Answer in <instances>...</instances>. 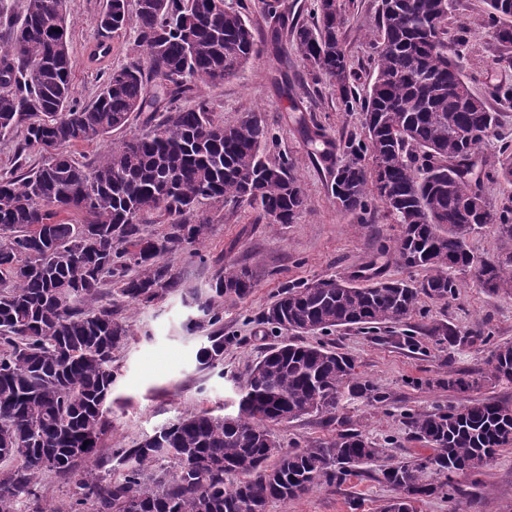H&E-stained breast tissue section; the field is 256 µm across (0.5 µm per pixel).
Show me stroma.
<instances>
[{"label":"stroma","instance_id":"stroma-1","mask_svg":"<svg viewBox=\"0 0 512 512\" xmlns=\"http://www.w3.org/2000/svg\"><path fill=\"white\" fill-rule=\"evenodd\" d=\"M340 4L347 19L344 48L355 73L354 86L363 92L374 79L373 24L380 0H340ZM105 6L106 0H65L71 28L72 96L82 105L95 100L105 72L147 62L129 32L112 35L108 51L96 53L102 40L98 18ZM487 15L486 0H451L448 45L461 53L471 92L499 115L496 134L481 152L492 166L500 145L512 144V100L493 94L498 85H512V66L501 58ZM281 73L288 77L286 96L274 81ZM192 97L207 100L216 119L227 125L244 113H257L273 136L269 155L283 154L294 163L308 207L294 223L272 227L245 204L207 206L212 223L204 245H188L163 257L178 276L177 290L136 307L113 297L112 304L129 322L132 335L127 345L112 353L115 381L108 413L112 426L102 439L106 449L135 447L194 410L234 411L250 368L269 347L287 338L262 320L284 285L373 273L415 282L424 277L422 270L399 262L394 250L399 227L382 206L373 207L363 220L336 206L331 168L315 158L314 147L301 135L297 121L321 125L338 143L362 136V115L345 111L329 83H312L290 40H282L279 51H263L223 84H195ZM295 104L300 107L296 113L291 110ZM146 127L145 115L132 116L124 129L70 147L69 153L79 163H92L112 144ZM241 267L251 271L256 286L246 299L225 302L224 333L232 341L225 345L220 365L203 367L196 355L205 339L202 332L185 329L191 310L184 294L208 289L223 269ZM448 326L457 331L461 345L448 347L433 335V328ZM302 340L324 343L354 358L363 376L378 385L386 399L345 400L332 421L313 414L273 426L277 443L287 451L300 450L333 439L347 423L378 443L383 453L341 483H324L300 497L270 501L267 512H383L395 495L383 470L421 448L410 438L406 413H426L446 405L454 394L443 386L444 378L478 372L493 345L512 342V295L493 294L467 282L449 302L421 298L404 324L370 330L339 328L325 336L306 334ZM461 486L464 494L455 501L424 497L416 502L415 512H512V447L502 449L477 482L465 479ZM38 490V502H27L26 512L39 507L44 512H68L84 496L77 472L44 473Z\"/></svg>","mask_w":512,"mask_h":512}]
</instances>
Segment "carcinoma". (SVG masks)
I'll list each match as a JSON object with an SVG mask.
<instances>
[{"mask_svg":"<svg viewBox=\"0 0 512 512\" xmlns=\"http://www.w3.org/2000/svg\"><path fill=\"white\" fill-rule=\"evenodd\" d=\"M487 2L496 43L512 47V0ZM54 4L25 0L20 24L0 49V134L21 130L19 153L45 156L37 169L0 177V463L19 462L0 480V512H16L22 495L37 496L46 470L84 468L85 497L70 512H88V502L93 512H266L271 500L340 483L374 462L380 449L352 428L299 451L279 448L274 424L312 413L333 421L346 395L386 399L352 358L322 343L288 341L254 364L234 412H190L118 450L128 462L122 478L99 474L112 351L127 344L131 330L112 304L88 303L108 282L141 305L177 287L158 258L204 243L207 204L245 203L275 226L293 223L307 199L288 157L267 155L271 133L257 113L226 125L204 100L179 104L193 83L221 84L260 55L248 12L226 11L224 0H107L100 29H125L135 11L148 69L107 72L95 100L80 105L71 99L70 23ZM450 7V0H381L375 77L362 98L352 87L339 0H318L315 22L293 23L292 46L313 82L329 80L345 109L363 115L364 138L348 141L336 160L334 201L358 216L382 203L400 226V262L425 276L417 283L372 275L360 283L338 277L286 285L264 313L273 328L299 335L399 325L423 295L455 298L461 274L512 295V253L478 258L467 243L488 224L512 238V196L491 206L475 173L498 113L472 94L448 53ZM263 11L281 27L288 22L282 0H264ZM152 81L162 94H149ZM142 112L154 124L113 144L95 165L67 153ZM303 132L325 146L323 157L333 156L322 127ZM494 173L512 185L511 148ZM150 215L168 223L164 235L143 233ZM253 288L247 270L232 268L216 277L210 294L191 293L197 315L186 328L208 330L197 353L201 366L221 363L232 341L224 335V299L243 300ZM485 383L512 384V343L490 351L479 377L459 373L442 385L465 393ZM406 418L411 438L430 453L383 471L397 492L385 512H414L415 501L433 494L453 498L459 478L480 474L499 449L512 447V407L496 400L468 397ZM162 459L175 469L146 474Z\"/></svg>","mask_w":512,"mask_h":512,"instance_id":"1","label":"carcinoma"}]
</instances>
